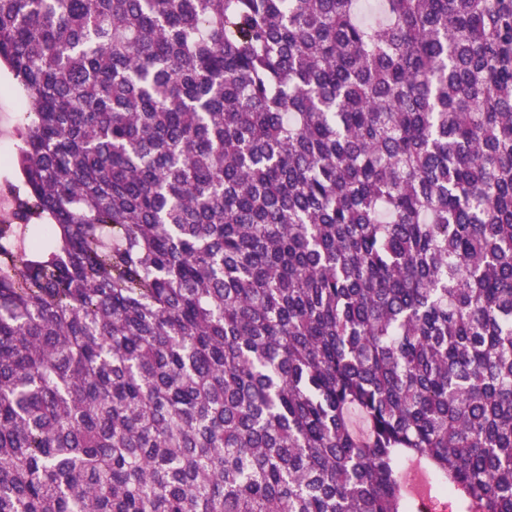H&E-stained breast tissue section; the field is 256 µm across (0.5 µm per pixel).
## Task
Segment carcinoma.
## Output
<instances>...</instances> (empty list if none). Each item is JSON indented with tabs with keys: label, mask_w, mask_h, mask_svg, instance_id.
Returning <instances> with one entry per match:
<instances>
[{
	"label": "carcinoma",
	"mask_w": 512,
	"mask_h": 512,
	"mask_svg": "<svg viewBox=\"0 0 512 512\" xmlns=\"http://www.w3.org/2000/svg\"><path fill=\"white\" fill-rule=\"evenodd\" d=\"M0 0V512H512V0ZM17 84L9 71L0 68V146L3 150L13 151L18 148V141L13 134L12 127L16 125L20 116V104L16 92ZM18 114V117H17Z\"/></svg>",
	"instance_id": "cac0c4a2"
}]
</instances>
